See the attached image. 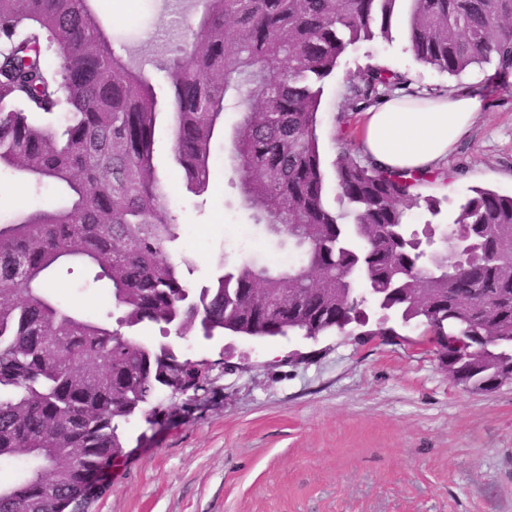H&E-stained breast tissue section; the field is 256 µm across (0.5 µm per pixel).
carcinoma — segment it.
<instances>
[{
	"label": "carcinoma",
	"mask_w": 512,
	"mask_h": 512,
	"mask_svg": "<svg viewBox=\"0 0 512 512\" xmlns=\"http://www.w3.org/2000/svg\"><path fill=\"white\" fill-rule=\"evenodd\" d=\"M92 2L0 0V170L66 197L0 222V466L15 472L0 512H87V483L124 455L126 424L160 423L171 376L196 383L198 361L167 341L193 328L352 335L371 304L382 315L363 335L420 329L415 344L469 391L512 379V195L477 188L453 222L418 230L411 212L436 216L440 201L340 138L332 209L316 133L324 80L350 47L390 39L397 18L414 57L440 72L511 74L512 0H193L192 38L148 46L163 56L160 91L143 60L115 52ZM185 2L165 0L163 31L180 26ZM403 86L371 66L350 103ZM166 113L187 192L207 191L223 134L242 207L294 262L226 260L209 285L188 287L193 260L171 255L183 229L155 166ZM71 263L108 283L114 312L71 309L47 288ZM144 323L166 341L131 333Z\"/></svg>",
	"instance_id": "cac0c4a2"
}]
</instances>
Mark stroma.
Wrapping results in <instances>:
<instances>
[{
    "label": "stroma",
    "mask_w": 512,
    "mask_h": 512,
    "mask_svg": "<svg viewBox=\"0 0 512 512\" xmlns=\"http://www.w3.org/2000/svg\"><path fill=\"white\" fill-rule=\"evenodd\" d=\"M114 48H141L147 31L164 22L158 0H95ZM380 65L404 75L405 92L419 98L458 88L480 91L485 106L449 155L443 181L420 194L440 212L415 211L413 222L451 221L476 188L512 194V75L493 67L457 77L419 62L402 24L390 39L352 47L325 80L317 135L328 202L336 200L337 141L360 144L365 111L344 108L348 80ZM171 134L156 141L158 171L170 209L185 229L179 250L199 288L221 275L222 255L287 263L288 249L242 209L224 160L222 140L205 205L185 189L171 161ZM56 185L37 187L0 172V219L19 208L62 202ZM81 268L56 270L48 286L62 302L104 315L112 309L106 285L89 283ZM405 329L396 342L329 332L314 340L243 336L179 340L184 357L213 364L202 407L178 413L162 429L132 419L128 454L103 481L89 512H512V382L492 391L456 384Z\"/></svg>",
    "instance_id": "obj_1"
}]
</instances>
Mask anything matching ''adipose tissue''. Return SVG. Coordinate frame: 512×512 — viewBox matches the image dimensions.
Returning <instances> with one entry per match:
<instances>
[{
	"label": "adipose tissue",
	"instance_id": "ef3b65f1",
	"mask_svg": "<svg viewBox=\"0 0 512 512\" xmlns=\"http://www.w3.org/2000/svg\"><path fill=\"white\" fill-rule=\"evenodd\" d=\"M483 105L465 87L433 99H384L365 114L363 150L382 170L429 176L443 167Z\"/></svg>",
	"mask_w": 512,
	"mask_h": 512
}]
</instances>
